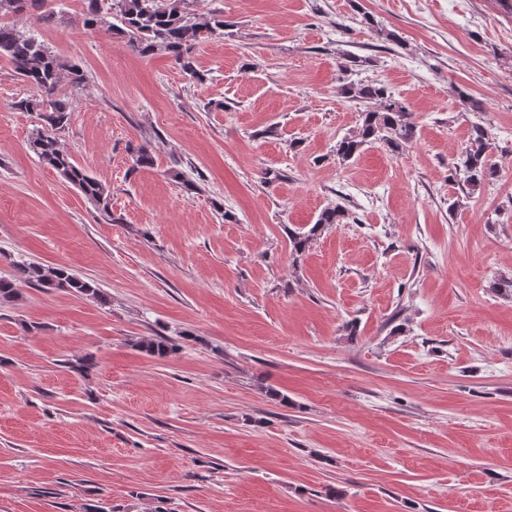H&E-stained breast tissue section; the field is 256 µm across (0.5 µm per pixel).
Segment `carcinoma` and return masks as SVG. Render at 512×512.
I'll return each instance as SVG.
<instances>
[{
  "mask_svg": "<svg viewBox=\"0 0 512 512\" xmlns=\"http://www.w3.org/2000/svg\"><path fill=\"white\" fill-rule=\"evenodd\" d=\"M48 0H0V16L32 9L33 20L48 19L51 10ZM82 26L92 30L107 27L112 34L125 40L132 52L147 57L158 50L172 54L184 73L201 81L203 75L194 66L196 48L215 34L224 32L228 23L222 14L198 15L191 9V0H110L103 8L101 0H84ZM0 58L8 60L18 78L30 85L31 95L13 103L22 112L36 113L39 126L29 141L33 153L45 164L58 170L72 185L89 199L108 211L109 194L97 179L74 165L60 148L57 135L71 120L68 101L54 96L60 84L67 80L79 85L84 74L53 53L44 41L33 34H26L11 23L0 21ZM345 97L374 104L362 112V124L353 134L336 142V156L348 161L365 146L377 141L385 143L396 152L413 142L417 129L410 119L405 103L395 97L389 88L375 81H350L342 87ZM492 142L487 129L480 124L472 128L469 145L453 167L464 175L471 188L489 183L497 176L496 165L491 160ZM132 170L151 168L155 157L146 146L133 150ZM352 219L350 210L342 203L325 207L315 223L306 231L294 232L289 237L291 253L300 256L321 231L334 224H346ZM12 272L0 277V303L19 297L21 287L37 286L46 290H61L86 295L98 302L107 303V296L69 269L42 266L26 260L11 261ZM135 347L150 356L166 357L178 349L168 338L140 341Z\"/></svg>",
  "mask_w": 512,
  "mask_h": 512,
  "instance_id": "obj_1",
  "label": "carcinoma"
}]
</instances>
